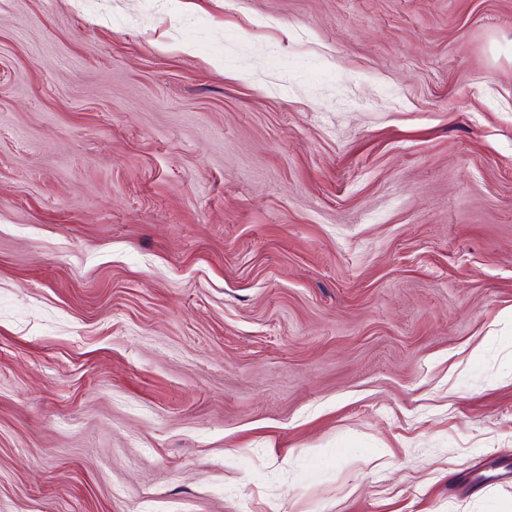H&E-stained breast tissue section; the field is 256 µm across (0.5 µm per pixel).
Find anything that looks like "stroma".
I'll return each instance as SVG.
<instances>
[{"instance_id": "35a3bbf8", "label": "stroma", "mask_w": 512, "mask_h": 512, "mask_svg": "<svg viewBox=\"0 0 512 512\" xmlns=\"http://www.w3.org/2000/svg\"><path fill=\"white\" fill-rule=\"evenodd\" d=\"M0 0V512H512V0Z\"/></svg>"}]
</instances>
